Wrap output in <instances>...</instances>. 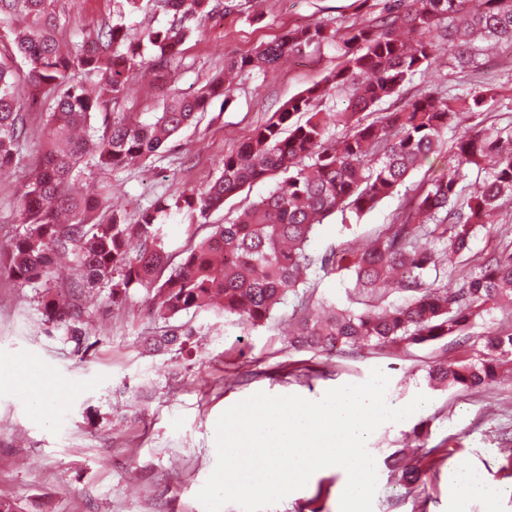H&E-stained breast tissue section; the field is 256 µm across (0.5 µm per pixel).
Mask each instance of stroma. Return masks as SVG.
Segmentation results:
<instances>
[{
	"mask_svg": "<svg viewBox=\"0 0 512 512\" xmlns=\"http://www.w3.org/2000/svg\"><path fill=\"white\" fill-rule=\"evenodd\" d=\"M382 6L383 0H241L237 11L217 14L185 44L178 61L133 70L112 103V115L148 118L164 100L195 91L222 73L225 57L251 55L296 25L325 24L336 38L286 57L275 68L243 74L228 102L213 101L199 124L167 143L161 156L118 171L92 170L90 184L111 183L118 203L133 215L156 199L205 188L225 155L237 152L256 126L314 84L327 85L314 102L316 109L343 111L344 92L326 79L342 61L348 27L370 23ZM57 7L64 21L57 37L64 43L81 40L105 20L135 32L167 21L148 5L119 15L117 0H58ZM434 46L432 66L399 96L375 106L374 117L430 92L463 98L491 88L497 100L483 114L484 126L512 128V47L500 43L478 52L461 69L447 43L438 40ZM473 126L470 120L451 124L449 142ZM43 134L41 113H29L26 147L15 167L0 174V245L23 230L17 202ZM449 142L373 209L327 217L312 252L361 247L387 229L424 185L453 166ZM505 248L512 249V202L500 208L496 223L477 231L470 254L449 268L448 284L478 273L486 257ZM41 292L40 285H23L0 273V371L24 355L59 387L47 419L34 417L16 390L0 389V495L14 499L22 512H204L196 495L215 467V427L225 410L259 391L315 401L329 389L366 382L376 369L388 378V402L405 405L420 393L429 402L425 410L372 434L368 450L378 475L373 512H454L448 472L459 467L480 471L503 486L505 493L493 508L512 512V453L505 449L512 439V368H503L481 392L436 389L428 378L437 362L479 356L486 336L512 331V308L485 312L461 337L333 354L290 348L288 306L257 328L199 311L178 318L194 331L186 350L152 355L141 341L164 322L150 314L145 290L132 289L119 308L98 290L82 296L93 317L91 346L78 354L62 330L43 321ZM404 297L397 288L371 295L355 289L349 276L317 272L298 300L314 312L331 304L359 311ZM412 446L419 449L421 474L411 486L391 472L390 463L406 457ZM345 486L342 471L323 472L271 512H340Z\"/></svg>",
	"mask_w": 512,
	"mask_h": 512,
	"instance_id": "35a3bbf8",
	"label": "stroma"
}]
</instances>
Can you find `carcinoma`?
I'll list each match as a JSON object with an SVG mask.
<instances>
[{"label": "carcinoma", "instance_id": "1", "mask_svg": "<svg viewBox=\"0 0 512 512\" xmlns=\"http://www.w3.org/2000/svg\"><path fill=\"white\" fill-rule=\"evenodd\" d=\"M385 0L369 25H351L343 61L327 78L349 90L342 112L310 110L321 96L316 84L254 129L242 148L224 156L219 174L201 192L157 200L130 218L112 201V187L92 197L71 187L89 168L121 169L132 159L156 156L167 142L200 120L210 101L228 99L231 88L218 75L192 95L166 101L145 121L109 120L97 114L123 90L131 69L145 62L179 59L184 44L210 19L216 0H158L172 15L165 26L136 35L105 24L62 50L56 0H0V171L14 165L28 135L27 114L18 95L21 78L41 92L44 142L19 200L23 232L13 241L0 269L21 284L45 285L41 310L50 324H62L75 351L86 352L88 311L76 299L52 293L55 258L69 255L84 274L83 286L105 288L112 305L124 304L130 288L147 291L157 316L169 321L190 311L214 310L257 327L306 284L314 268L343 270L359 288H402V302L361 312L329 307L323 318L293 311L290 344L296 349L341 351L368 347L421 345L464 336L481 313L512 304V252L488 259L479 273L458 288L429 281L448 262L470 252L477 227L486 224L505 198H512V134L462 136L453 145L456 169L436 177L414 204L397 215L371 250L344 249L313 256L309 247L317 225L338 208L357 215L372 209L436 151L455 114L457 99L424 94L397 112L365 121L363 113L400 93L434 59L425 34L444 26L456 61L472 62L476 42L495 39L512 45V0ZM321 24L300 25L262 45L252 56L226 61L231 71L264 69L313 44L334 40ZM22 56L27 72L15 64ZM494 95L478 91L464 101L479 116ZM342 122L348 133L328 142L329 126ZM492 163L491 172L464 207L457 206L464 166ZM283 175L268 194L230 224L207 225L209 232L180 253L177 266L163 226L183 213L200 224L245 187ZM428 230L441 248L417 245ZM193 331L173 326L144 338L154 352L183 350ZM486 353L433 367L430 382L473 390L496 381L512 363V333L486 337Z\"/></svg>", "mask_w": 512, "mask_h": 512}]
</instances>
